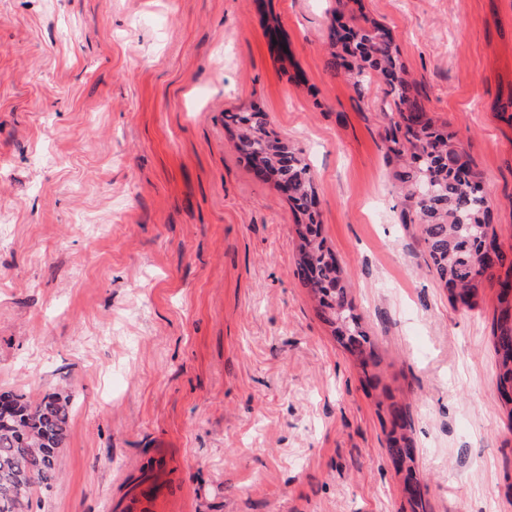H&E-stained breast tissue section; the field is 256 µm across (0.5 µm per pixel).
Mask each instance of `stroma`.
<instances>
[{"instance_id":"stroma-1","label":"stroma","mask_w":512,"mask_h":512,"mask_svg":"<svg viewBox=\"0 0 512 512\" xmlns=\"http://www.w3.org/2000/svg\"><path fill=\"white\" fill-rule=\"evenodd\" d=\"M482 173L512 257V0H362ZM336 0H0V393L70 395L30 512H512L497 282L452 305L389 180L388 121L327 66ZM278 28L273 44L269 30ZM259 106L311 166L379 355L299 275L295 215L224 127ZM402 413L403 411L401 407L392 404L391 416L393 429L388 439L387 451L395 464H407V483L408 480L413 479L412 466L415 462L416 448H414V443L411 437L404 432L406 430V425L403 422ZM396 429H399L400 432L397 433Z\"/></svg>"}]
</instances>
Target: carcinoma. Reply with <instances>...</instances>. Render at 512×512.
Segmentation results:
<instances>
[{"mask_svg":"<svg viewBox=\"0 0 512 512\" xmlns=\"http://www.w3.org/2000/svg\"><path fill=\"white\" fill-rule=\"evenodd\" d=\"M362 22L331 25L327 65L360 93L372 82L383 85L382 104L389 117L386 157L394 164L392 178L403 192V223L416 224L425 245V262L448 289L450 299L472 310L482 283L497 278L499 310L491 345L497 361V390L512 423V260L497 244L492 199L456 133L437 125L408 78L389 29L363 13ZM224 127L255 174L288 188L296 214L297 264L304 286L318 302L332 335L362 368L377 364L374 345L362 329L348 296L344 272L322 236L317 190L303 152L268 128L257 107L226 115ZM0 512H25L35 487H51L60 477L59 450L70 430L73 405L56 392L31 402L22 394L4 392L0 402ZM388 454L407 464L413 479L416 448L406 434L402 408L391 406Z\"/></svg>","mask_w":512,"mask_h":512,"instance_id":"1","label":"carcinoma"}]
</instances>
